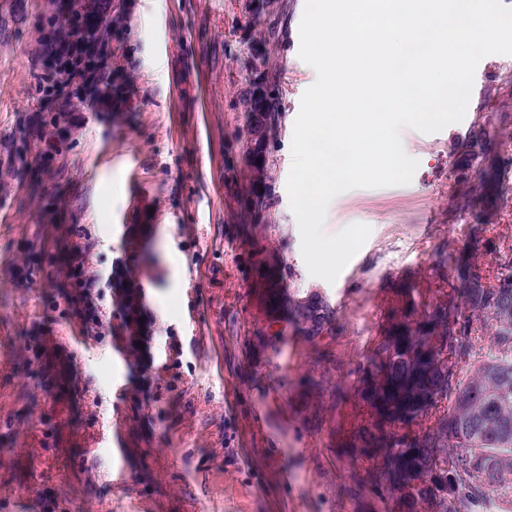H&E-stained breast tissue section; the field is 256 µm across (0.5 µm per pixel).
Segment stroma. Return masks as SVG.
I'll list each match as a JSON object with an SVG mask.
<instances>
[{
  "label": "stroma",
  "mask_w": 512,
  "mask_h": 512,
  "mask_svg": "<svg viewBox=\"0 0 512 512\" xmlns=\"http://www.w3.org/2000/svg\"><path fill=\"white\" fill-rule=\"evenodd\" d=\"M265 2L112 0L111 111L53 112L37 49L57 9L0 0V512H375L371 491L346 493L369 469L346 454L364 413L356 370L396 289L426 287L440 253L477 250L496 272L512 164L475 238L451 153L474 123L512 131V55L479 62L461 122L402 130L419 162L410 184L332 199L325 235L370 233L330 283L307 270L287 193L316 80L299 57L305 0ZM258 85L276 111L249 214ZM131 268L144 285L135 340L118 286ZM266 270L285 294L335 309L330 356L292 324L267 334Z\"/></svg>",
  "instance_id": "1"
}]
</instances>
